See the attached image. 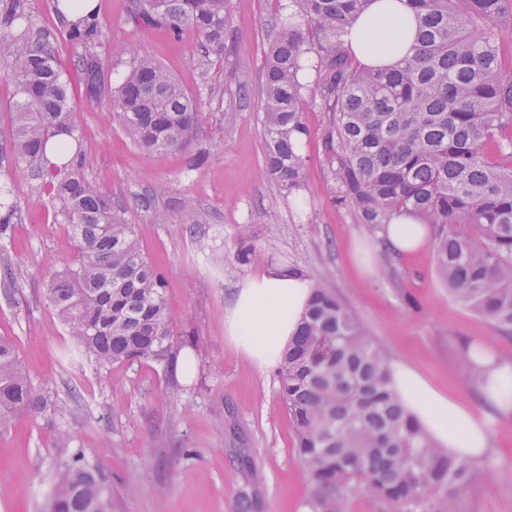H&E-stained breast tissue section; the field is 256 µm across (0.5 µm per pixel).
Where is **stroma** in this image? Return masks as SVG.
<instances>
[{"mask_svg":"<svg viewBox=\"0 0 512 512\" xmlns=\"http://www.w3.org/2000/svg\"><path fill=\"white\" fill-rule=\"evenodd\" d=\"M97 4L105 60L138 42L198 99L204 117L192 151H204L206 161L192 168L191 151L148 154L132 145L109 102L88 105L83 85L70 84L88 174L165 275L171 350L164 361L108 368L67 357L71 342L45 288L74 243L34 181L12 180L20 219L0 239V259L12 262L17 289L12 299L0 295V336L15 344L37 394L68 413L23 414L0 432V512H48L54 473L77 453L111 485L113 512H308L314 487L276 370L252 364L224 334L237 285L275 264L331 288L389 358L478 403L464 349L486 343L512 355V335L451 298L430 249L392 255L378 230L337 204L323 148L332 113L316 103L304 113L310 135L299 204L288 203L267 173L260 90L274 0H232L224 59L206 67L193 32L178 42L160 30L139 33L126 21L129 0ZM245 76L251 91L243 96ZM13 95L0 67V182L12 179L14 166ZM158 209L168 223H154ZM188 210L200 219L193 233L181 220ZM182 355L190 360L183 375ZM489 428L494 451L477 464L460 512H512V417H492Z\"/></svg>","mask_w":512,"mask_h":512,"instance_id":"stroma-1","label":"stroma"}]
</instances>
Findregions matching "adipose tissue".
<instances>
[{
  "mask_svg": "<svg viewBox=\"0 0 512 512\" xmlns=\"http://www.w3.org/2000/svg\"><path fill=\"white\" fill-rule=\"evenodd\" d=\"M416 20L405 0H370L345 38L346 49L366 67H389L406 56L415 40ZM430 225L413 214H393L380 236L396 254L424 248ZM314 284L301 271L269 267L247 278L224 315L228 339L252 363L265 366L280 359L298 333L312 300ZM465 357L479 378L481 410L434 384L405 361L391 363L394 388L407 413L449 456L477 461L492 450L488 419L512 415V358L475 347Z\"/></svg>",
  "mask_w": 512,
  "mask_h": 512,
  "instance_id": "ef3b65f1",
  "label": "adipose tissue"
}]
</instances>
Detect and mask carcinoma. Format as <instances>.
I'll return each mask as SVG.
<instances>
[{
	"label": "carcinoma",
	"instance_id": "obj_1",
	"mask_svg": "<svg viewBox=\"0 0 512 512\" xmlns=\"http://www.w3.org/2000/svg\"><path fill=\"white\" fill-rule=\"evenodd\" d=\"M230 2L131 0L130 18L175 41L194 31L210 64L224 57ZM275 2L261 89L269 173L289 195L303 187V112L319 103L336 122L337 134L323 146L339 203L371 229L403 208L433 226L429 248L448 294L511 334L512 45L504 47L500 27L512 25V0H409L416 44L390 69L358 66L344 47L369 0ZM103 37L95 10L66 30L88 104L109 98L113 121L147 153L188 149L202 123L192 93L136 46L117 61L119 79L106 80ZM57 42L23 0H0V61L14 85V177L29 173L38 181L76 247L66 269L49 278L48 299L75 355L104 368L161 361L174 321L164 274L86 174ZM54 138L55 163L46 157ZM9 195L0 201V239L19 220ZM461 225L472 235L460 233ZM277 378L299 459L316 488L310 512H343L348 492L388 512H458L473 464L448 458L405 414L387 356L326 286H315ZM58 411L36 395L14 344L0 338V431L18 414ZM50 512H112V491L77 454L55 475Z\"/></svg>",
	"mask_w": 512,
	"mask_h": 512
}]
</instances>
